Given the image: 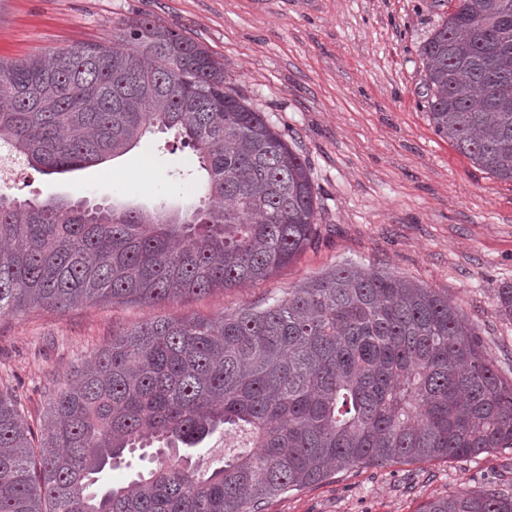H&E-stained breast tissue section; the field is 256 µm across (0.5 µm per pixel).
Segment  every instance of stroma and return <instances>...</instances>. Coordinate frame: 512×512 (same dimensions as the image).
I'll return each instance as SVG.
<instances>
[{
	"label": "stroma",
	"mask_w": 512,
	"mask_h": 512,
	"mask_svg": "<svg viewBox=\"0 0 512 512\" xmlns=\"http://www.w3.org/2000/svg\"><path fill=\"white\" fill-rule=\"evenodd\" d=\"M457 0H0V57L20 60L105 42L147 17L209 49L230 88L306 160L317 197L315 244L266 281L156 307L169 318L260 306L341 264L385 270L447 296L499 374L512 380V182L436 135L420 49ZM207 174L173 133L149 131L126 154L56 174L27 170L22 199L181 214ZM132 304L0 316V389L41 432L51 395L146 317ZM512 492V449L476 457L364 465L268 500L265 512H420L487 487Z\"/></svg>",
	"instance_id": "obj_1"
}]
</instances>
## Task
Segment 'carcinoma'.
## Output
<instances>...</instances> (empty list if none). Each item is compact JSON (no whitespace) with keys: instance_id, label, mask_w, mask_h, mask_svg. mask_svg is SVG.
Masks as SVG:
<instances>
[{"instance_id":"obj_1","label":"carcinoma","mask_w":512,"mask_h":512,"mask_svg":"<svg viewBox=\"0 0 512 512\" xmlns=\"http://www.w3.org/2000/svg\"><path fill=\"white\" fill-rule=\"evenodd\" d=\"M435 133L512 182V0H458L421 47ZM204 45L149 18L87 43L0 58V143L45 174L100 165L151 128L207 173L184 216L38 203L0 193V315L94 304L154 307L262 281L310 248L306 162L225 86ZM512 319V284L498 291ZM243 439L202 473L160 455L125 486L99 474L149 441ZM512 449V381L448 298L338 265L264 307L149 316L112 331L50 399L40 443L0 391V512H264L359 465ZM421 512H512L496 488Z\"/></svg>"}]
</instances>
